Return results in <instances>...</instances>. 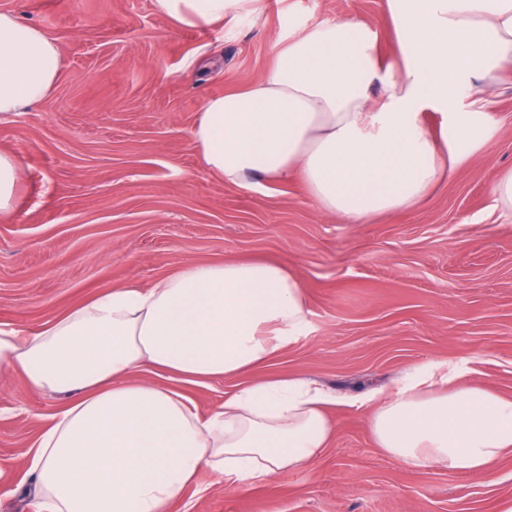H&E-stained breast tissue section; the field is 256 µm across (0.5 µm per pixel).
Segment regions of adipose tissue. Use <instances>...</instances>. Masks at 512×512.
I'll use <instances>...</instances> for the list:
<instances>
[{"instance_id":"obj_1","label":"adipose tissue","mask_w":512,"mask_h":512,"mask_svg":"<svg viewBox=\"0 0 512 512\" xmlns=\"http://www.w3.org/2000/svg\"><path fill=\"white\" fill-rule=\"evenodd\" d=\"M187 29L262 15L265 0H153ZM397 52L355 18L293 34L263 76L206 98L192 139L206 169L255 190L300 179L327 215L361 224L420 202L500 132L487 111L512 70V0H387ZM59 47L0 11V120L51 95ZM441 112L440 133L421 122ZM299 278L271 261L197 262L110 289L42 329L0 326V374L67 402L28 452L39 512H170L201 471L245 491L309 467L330 406L369 408L378 448L413 468L488 476L512 454V397L461 386L466 362L432 361L349 398L309 378L262 376L309 327ZM240 378L208 415L145 380Z\"/></svg>"}]
</instances>
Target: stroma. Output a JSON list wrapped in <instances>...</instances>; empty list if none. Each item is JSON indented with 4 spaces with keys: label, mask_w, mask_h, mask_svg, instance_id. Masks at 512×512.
<instances>
[{
    "label": "stroma",
    "mask_w": 512,
    "mask_h": 512,
    "mask_svg": "<svg viewBox=\"0 0 512 512\" xmlns=\"http://www.w3.org/2000/svg\"><path fill=\"white\" fill-rule=\"evenodd\" d=\"M59 46L53 96L0 122L25 172L0 220V325L35 330L107 289L150 286L193 262L269 259L294 273L309 328L265 375L302 374L348 395L428 360L512 396V217L491 185L512 168V86L502 131L421 203L363 224L326 216L301 181L255 191L201 165L190 131L206 97L263 74L276 45L354 16L395 37L386 0H268L262 17L186 29L152 0H0ZM64 396L0 377V512H36L27 451ZM308 468L245 491L201 472L172 512H512V455L494 480L414 469L377 448L365 411L336 407Z\"/></svg>",
    "instance_id": "1"
}]
</instances>
